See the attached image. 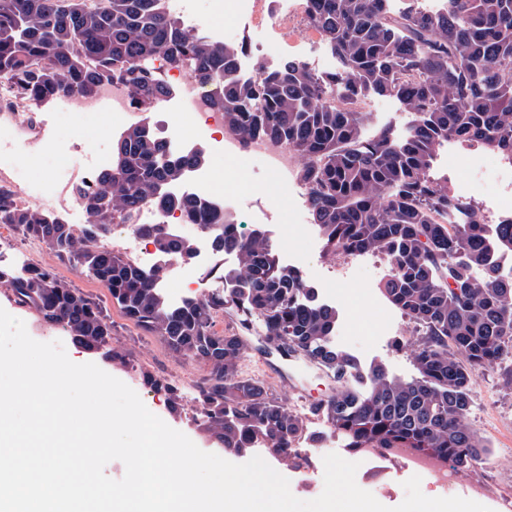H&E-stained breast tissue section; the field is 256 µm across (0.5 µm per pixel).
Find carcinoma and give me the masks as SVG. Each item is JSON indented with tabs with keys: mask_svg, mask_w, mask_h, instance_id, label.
<instances>
[{
	"mask_svg": "<svg viewBox=\"0 0 512 512\" xmlns=\"http://www.w3.org/2000/svg\"><path fill=\"white\" fill-rule=\"evenodd\" d=\"M417 2L393 14L387 0H318L309 23L339 68L318 74L288 60L243 79L235 69L245 46L188 30L167 0H0V85L39 108L58 98L93 97L116 77L148 106L166 93L153 61L163 56L178 65L189 58L207 103L224 114V130L244 141H282L297 155L327 252L387 258L385 296L420 336L413 349L417 378L401 381L376 365L364 394L341 390L311 413L351 453L427 455L460 471L486 453L467 421L471 389L480 375L512 363V278L490 262L499 251L512 252V223L490 230L448 177L434 173V163L450 144L476 145L512 163V0H446L436 11ZM372 94L402 103L409 115L404 136L387 128L367 136L369 113L333 103ZM203 162L195 150L174 154L150 125L135 124L117 141L96 190H76L87 216L83 230L18 206L3 185L0 224L92 277L127 320L172 353L210 367L196 390L198 418L224 451L265 452L288 466L307 425L263 380L243 371L248 343L216 332L213 315L229 299L246 318L261 321L265 339L282 354L340 374L354 364L331 343L336 309L318 301L298 269L279 264L265 230L244 233L229 215L216 216L213 202L172 190ZM146 205L180 211L200 225L213 251L234 256V267L221 274L231 287L172 308L157 274L104 245L111 225ZM134 231L161 254L193 258L194 242L168 224H138ZM477 269L483 278L474 276ZM0 288L85 350L129 366L101 303L52 268L0 265ZM140 380L180 408L175 383L143 370Z\"/></svg>",
	"mask_w": 512,
	"mask_h": 512,
	"instance_id": "carcinoma-1",
	"label": "carcinoma"
}]
</instances>
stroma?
<instances>
[{"label": "stroma", "instance_id": "obj_1", "mask_svg": "<svg viewBox=\"0 0 512 512\" xmlns=\"http://www.w3.org/2000/svg\"><path fill=\"white\" fill-rule=\"evenodd\" d=\"M197 10L196 21L208 26L218 23L219 41L227 44H245L246 53L241 61V75L253 77L259 65L274 66L288 59L310 60L315 72L327 73L338 67L321 38L307 35L308 21L295 15L287 21L266 10L240 15L226 10L223 15L214 12V0H189ZM370 121L366 134L379 129H391L395 135L405 134L409 116L397 100L373 95ZM48 127L42 140L17 135L16 150L39 157L37 166L41 174L55 167L57 151L74 148L76 161L101 153H111L117 132H110L108 141H101L97 129L102 117L89 113L74 117L69 104L55 101L37 110ZM205 167L214 171L213 183L217 191L234 206L237 223L253 229L262 224L273 247H280L282 238L300 243L301 248L289 252L283 265L298 268L306 282L325 294L331 281H339L335 308L338 314L336 332L332 338L337 349L349 354L357 363L356 375L336 378L319 370L302 357L280 359L262 349L264 338L258 322L242 326L241 315L233 306H226L214 316V329L224 333L243 332L250 345L249 356L243 365L246 373L263 379L272 392L291 408H298L306 399H325L340 387L346 386L357 393H365L370 385L367 371L376 365L384 366L390 375L410 380L418 375L411 353L417 338L402 313L391 304L382 291L385 273L378 266L376 254H366L365 265L357 267L350 280H343L341 264L326 253L325 241L313 224L306 208L304 188L281 193L270 173L260 160L246 159L236 163L215 154L213 142H202ZM459 145H449L440 155L436 169L447 174L456 194L484 213H491L490 199L495 191L491 185L467 186L459 169L449 166L448 156L461 153ZM13 252L0 254V262L13 263L15 255H23L32 264L52 265L57 275L91 297L101 300L113 323L115 343L133 363L132 368L121 369L101 360L76 345L70 336L50 328L29 309L16 305L8 293L0 289V308L21 319L29 335L40 342L61 341L69 358L76 363H95L108 374L120 379L138 393L146 407L172 428L187 435L201 450L212 453L216 447L209 435L189 413L195 406L198 385L208 375L209 367L201 361L174 355L155 336L134 326L114 306L104 288L90 277L81 274L68 261L51 253L44 245L25 239L15 229H8ZM171 376L181 387L183 400L180 414H173L164 397L147 391L140 383V370ZM309 431L319 435L318 444L307 445V461L300 468L278 466L277 471L290 482L292 494L301 500L315 499L324 487V464L317 460V450L337 453L348 461L358 462L357 485L371 492L378 500L393 505L405 498L403 484L414 476L415 470L407 456H392L379 472H372L367 455H355L334 443L330 428L319 417L306 415ZM470 425L479 433L487 447L482 462L461 471L460 497L493 506L496 497L512 492V368L502 367L481 375L471 392Z\"/></svg>", "mask_w": 512, "mask_h": 512}]
</instances>
